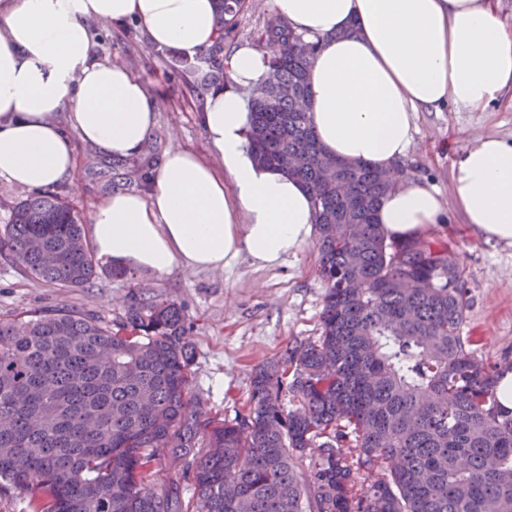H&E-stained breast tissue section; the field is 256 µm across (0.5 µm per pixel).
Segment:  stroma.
<instances>
[{
  "label": "stroma",
  "mask_w": 512,
  "mask_h": 512,
  "mask_svg": "<svg viewBox=\"0 0 512 512\" xmlns=\"http://www.w3.org/2000/svg\"><path fill=\"white\" fill-rule=\"evenodd\" d=\"M93 56L127 68L156 99L155 129L146 152L164 156L180 147L203 158L212 150L199 114L212 91L204 82L209 55L183 56L177 50L150 43L142 26L94 20L89 24ZM416 147L404 161L414 176L435 184L447 210V221L435 225L430 239L446 242L464 270L468 310L465 335L472 349L489 361L512 358V247L488 242L465 224L451 195L452 164L464 148L494 135L512 139V103L501 101L486 111L449 107L443 112H421L415 119ZM73 182L59 192L77 209L82 224H90L94 205L107 193L136 190L112 172L111 158L77 144ZM318 247L309 243L295 257L271 268L238 258L224 271L179 267L155 276L137 272L131 279L100 274L92 287L60 288L30 279L16 264L0 256V315L68 307L94 314L106 325L124 315L132 294L163 295L181 302L194 348L191 393L212 414L227 420L246 415L253 370L279 358L296 342L316 340L321 334L320 313L324 287L316 276ZM153 487L176 491L182 503H191L195 489L182 462L168 449H159Z\"/></svg>",
  "instance_id": "obj_1"
}]
</instances>
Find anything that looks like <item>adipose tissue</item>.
<instances>
[{
    "mask_svg": "<svg viewBox=\"0 0 512 512\" xmlns=\"http://www.w3.org/2000/svg\"><path fill=\"white\" fill-rule=\"evenodd\" d=\"M318 49L311 123L327 152L383 170L393 187L378 222L398 241L426 238L446 214L439 189L402 167L415 118L448 106L487 109L512 94V23L493 0H272ZM136 21L151 43L192 57L219 40L215 0H0V178L29 189L73 179L76 143L139 156L157 102L126 68L92 57L89 21ZM267 51L224 59L227 82L200 121L212 161L168 150L149 192L105 195L92 213L96 253L161 276L273 267L315 232L312 199L287 171L259 163L243 90L264 82ZM452 195L479 237L512 246V140L487 136L454 162Z\"/></svg>",
    "mask_w": 512,
    "mask_h": 512,
    "instance_id": "adipose-tissue-1",
    "label": "adipose tissue"
}]
</instances>
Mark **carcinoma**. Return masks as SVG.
I'll list each match as a JSON object with an SVG mask.
<instances>
[{"instance_id":"1","label":"carcinoma","mask_w":512,"mask_h":512,"mask_svg":"<svg viewBox=\"0 0 512 512\" xmlns=\"http://www.w3.org/2000/svg\"><path fill=\"white\" fill-rule=\"evenodd\" d=\"M232 31L247 0H217ZM291 88L250 93V146L265 165L294 154L309 191L325 287L322 335L256 367L248 414L211 417L190 395L187 316L174 300L134 296L116 327L67 308L0 316V493L31 512H188L151 487L155 449L192 470L193 512H512V411L496 395L501 363L463 335V269L445 243L387 240L382 171L319 143L300 103L317 43L285 19L257 31ZM224 39L205 81L224 84ZM79 212L56 192L8 207L0 254L31 278L89 288L99 264ZM309 448L308 478L295 460ZM384 472L372 484L366 472Z\"/></svg>"}]
</instances>
